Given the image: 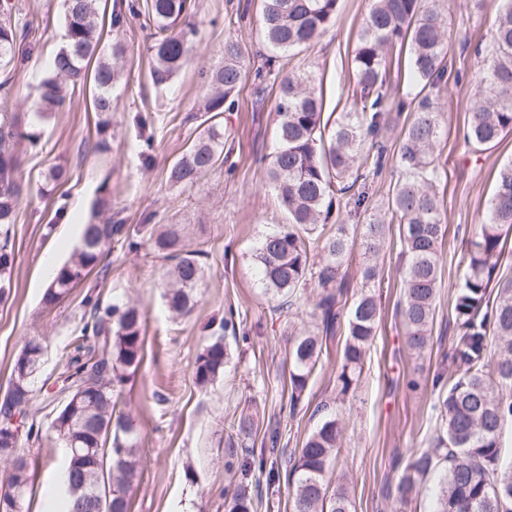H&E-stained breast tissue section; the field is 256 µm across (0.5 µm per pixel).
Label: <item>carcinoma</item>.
<instances>
[{
	"label": "carcinoma",
	"mask_w": 512,
	"mask_h": 512,
	"mask_svg": "<svg viewBox=\"0 0 512 512\" xmlns=\"http://www.w3.org/2000/svg\"><path fill=\"white\" fill-rule=\"evenodd\" d=\"M64 44L50 59L51 76L42 81L33 104L30 125L56 111L67 100L68 87L93 72V111L112 113V89L119 82L123 46L112 45V57L100 51L105 28L101 0H64ZM339 0H260L261 34L264 43L277 51H301L332 27ZM192 0H114L110 27H120L127 15H145L154 33L150 79L164 90L192 62L197 51L198 29L188 22ZM27 36L26 26L0 13V63L15 60L17 46ZM448 20L427 0H372L354 50L355 88L352 107L333 125L323 118V96L310 72L275 71V59L250 69L240 43L224 40V62L205 74L208 92L198 108L207 114L205 127L182 156L174 162L167 179L176 186H193L224 163V124L221 115L235 109V96L248 76L258 90L272 82L278 86L276 112L278 147L270 156L267 176L276 190L288 223L265 235L253 259L267 292L277 300L276 310L289 313L300 294L312 282L323 289L316 309L321 328L305 331L289 350L290 406L297 410L323 349V336L345 320L337 382L340 392L357 383L366 349L376 335L380 308L371 289L381 287L382 276L374 258L383 248L390 225L399 224V241L408 264L402 272L400 303L406 343L418 353L429 345L435 314V299L441 287L439 244L445 236L435 183L441 172L436 155L442 125L435 99L448 82ZM408 47L410 88L389 78L393 52ZM485 68L478 75V91L469 101V121L464 142L475 149L497 142L512 131V0H500L485 48ZM412 111L396 153L400 171L389 200L390 222L374 219L349 226L336 220V231L323 234L318 228L333 220V211L347 207L349 192L362 177L360 170L383 167V146L377 138L391 113ZM39 135L25 131L14 112H0V226L13 224L21 203L17 181V146L24 140L38 142ZM512 233V163L500 167L496 188L487 204V222L466 242L462 256L466 272L454 298L455 336L450 375L437 372L432 380L434 408L440 425L431 450L415 456L405 467L397 485L400 501L420 491L432 468L445 463L446 474L436 497L434 512H512V468H499L501 437L512 424V279L490 288L505 243ZM148 235L155 250L172 261L166 288L168 308L187 314L202 281V254L183 250L182 231L175 224L155 228L141 224L130 231L123 224L90 221L70 258L56 270L43 295L49 307L63 301L102 262L106 249L119 244L134 250L136 237ZM360 240L365 262L359 269L360 294L354 306L343 312L340 297L347 293L346 264L355 240ZM14 261L10 236L0 239V303L10 295ZM89 317L75 339L74 353L66 355V370L60 392L71 396L81 390L77 406L68 400L59 408L53 429L63 442L94 449L89 459H70L67 483L85 485L88 497L68 495V512H94V496L112 492V512H130L128 497L139 464L137 430L131 417L118 410L122 386L142 361L144 339L142 312L116 300L105 303L88 295ZM43 346L29 339L14 360L8 395L0 401V451L13 456L9 483L32 491L34 472L15 442L5 441L4 419L15 413L26 420V439L39 437L32 415L36 400L35 378ZM229 352L222 338L199 354L195 382L205 387L224 371ZM326 414L304 441L298 453L289 456L288 476L294 493L290 512H350L346 492L328 496L326 473L340 449L342 428L329 406ZM265 449L251 454L241 467L268 471ZM228 512H255L254 499L246 488L226 495Z\"/></svg>",
	"instance_id": "obj_1"
}]
</instances>
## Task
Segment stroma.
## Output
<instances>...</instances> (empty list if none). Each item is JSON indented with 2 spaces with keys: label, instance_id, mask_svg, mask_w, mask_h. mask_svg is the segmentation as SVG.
Segmentation results:
<instances>
[{
  "label": "stroma",
  "instance_id": "1",
  "mask_svg": "<svg viewBox=\"0 0 512 512\" xmlns=\"http://www.w3.org/2000/svg\"><path fill=\"white\" fill-rule=\"evenodd\" d=\"M13 14L28 25L31 52L15 70H0L8 81V111L30 112L48 75V61L65 34L63 0H11ZM246 0H198L194 21L200 48L193 64L166 91L149 79L151 30L143 18L126 17L109 32L106 43L122 42L125 72L113 90L114 111L105 133H97L91 109V85H78L65 106L37 127L38 145L19 147L22 202L10 227L14 249L11 295L0 303V394L13 362L33 337L45 346L36 384L54 382L65 369L64 355L79 335L87 294L104 301H130L144 315L145 345L140 369L123 387L125 410L137 425L140 463L131 489V512H224V489L241 484L261 499L257 512H288L293 485L267 483L257 473L226 471L230 453L246 456L260 449L271 429H278L280 451L300 448L316 427V409L329 404L344 425L341 454L331 469L332 483L345 484L351 512H433L439 473H430L417 496L398 502L396 483L411 456L428 450L440 419L434 408L432 379L450 368L456 323L453 292L462 282L458 227L478 232L493 195L500 167L512 161V133L474 151L462 139L474 79L483 65L475 51L488 43L495 0H437L448 15L452 38L447 58L455 70L438 99L443 135L438 149L441 180L436 186L447 226L441 250L442 287L436 301L432 348L409 350L399 315L402 298L398 235H391L379 264L384 281L376 291L380 323L368 349L356 388L339 394L336 382L347 331L328 337L312 373L298 413H291L288 392V339L316 323L319 288L307 289L294 314L274 311L252 254L259 240L285 224L287 214L266 180L268 156L275 139V98H257L245 81L234 111L224 116V151L234 172L216 170L191 187L168 183L166 172L199 134L196 104L204 88L201 70L223 61L226 38L238 40L246 57L259 62L268 50L260 35V15L237 19ZM370 0H340L336 20L309 49L280 58L283 71L313 73L323 91V112L348 111L355 83L353 55ZM65 163L68 178L46 185L48 169ZM398 178L394 164L358 182L362 209L341 214L348 224L383 215ZM108 205L93 210L101 186ZM115 220L133 229L140 224H177L189 249L205 254L204 279L196 304L186 317L170 313L164 282L169 264L150 244L131 252L112 245L104 260L106 274H91L57 306L45 307L46 260L65 262L77 246L79 230L90 219ZM234 310L236 327L224 330V314ZM223 337L230 352L224 371L208 388H199L193 371L197 356L213 337ZM419 380L418 389L406 386ZM56 404L43 405L36 416L39 438L23 442L34 468V484L23 512H50L56 494L55 473L61 442L51 427ZM249 417L250 434L234 423Z\"/></svg>",
  "mask_w": 512,
  "mask_h": 512
}]
</instances>
